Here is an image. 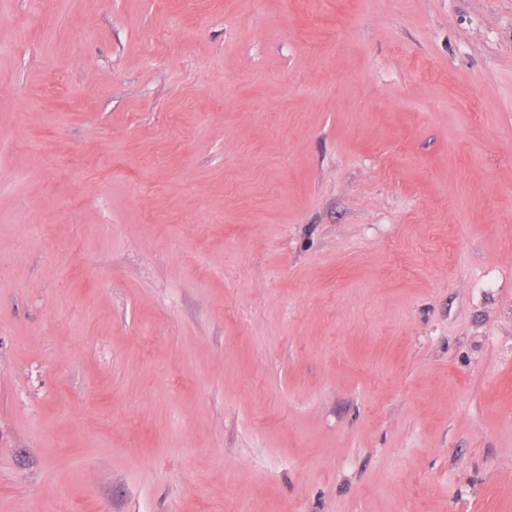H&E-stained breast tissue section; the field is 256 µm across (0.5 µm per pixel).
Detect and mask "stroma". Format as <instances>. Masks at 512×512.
<instances>
[{"instance_id":"35a3bbf8","label":"stroma","mask_w":512,"mask_h":512,"mask_svg":"<svg viewBox=\"0 0 512 512\" xmlns=\"http://www.w3.org/2000/svg\"><path fill=\"white\" fill-rule=\"evenodd\" d=\"M512 512V0H0V512Z\"/></svg>"}]
</instances>
